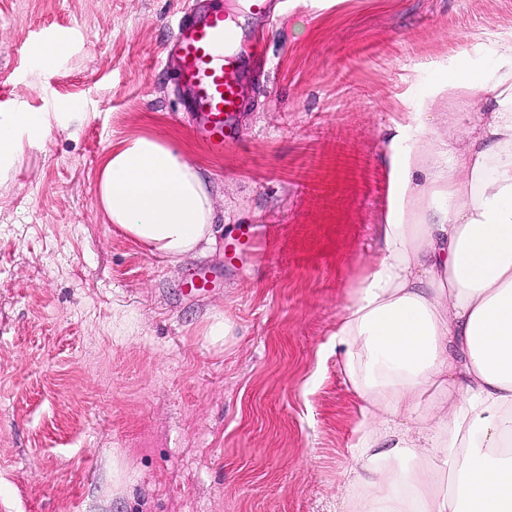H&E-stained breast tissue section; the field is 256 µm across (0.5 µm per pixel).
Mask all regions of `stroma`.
Here are the masks:
<instances>
[{
  "instance_id": "35a3bbf8",
  "label": "stroma",
  "mask_w": 512,
  "mask_h": 512,
  "mask_svg": "<svg viewBox=\"0 0 512 512\" xmlns=\"http://www.w3.org/2000/svg\"><path fill=\"white\" fill-rule=\"evenodd\" d=\"M223 2L260 54L218 156L164 51L183 0H0V114L84 113L0 178V512H340L360 417L329 341L378 245L386 137L408 112L448 135L476 111L437 78L492 64L512 0H278L270 18ZM59 30L72 52L43 66ZM144 133L212 188L202 254L152 255L99 206L113 141ZM240 226L263 256L229 267ZM199 264L222 279L192 301Z\"/></svg>"
}]
</instances>
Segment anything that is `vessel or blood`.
I'll return each instance as SVG.
<instances>
[{"label":"vessel or blood","mask_w":512,"mask_h":512,"mask_svg":"<svg viewBox=\"0 0 512 512\" xmlns=\"http://www.w3.org/2000/svg\"><path fill=\"white\" fill-rule=\"evenodd\" d=\"M241 39L221 0H186L168 43L179 62L176 81L185 106L198 116L193 134L217 155L240 134L243 63L232 47Z\"/></svg>","instance_id":"obj_1"}]
</instances>
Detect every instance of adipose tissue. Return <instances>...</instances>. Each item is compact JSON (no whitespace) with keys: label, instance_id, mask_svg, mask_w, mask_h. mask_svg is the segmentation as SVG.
Segmentation results:
<instances>
[{"label":"adipose tissue","instance_id":"obj_1","mask_svg":"<svg viewBox=\"0 0 512 512\" xmlns=\"http://www.w3.org/2000/svg\"><path fill=\"white\" fill-rule=\"evenodd\" d=\"M481 108L431 113L390 138L379 247L337 315L331 349L358 399L346 512H512V41L492 69L444 73ZM51 119L0 120V173ZM110 223L173 261L214 237V199L164 140L113 144L99 173Z\"/></svg>","mask_w":512,"mask_h":512}]
</instances>
